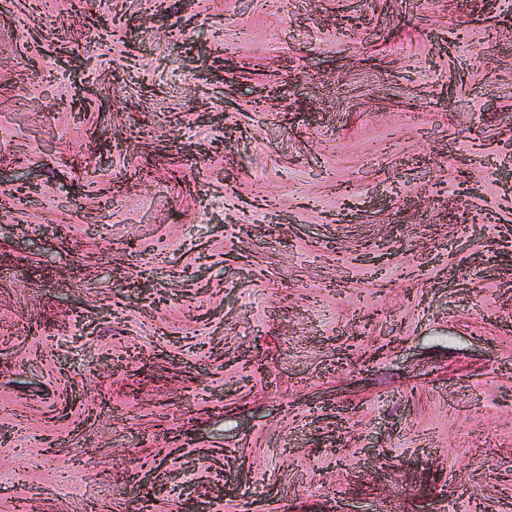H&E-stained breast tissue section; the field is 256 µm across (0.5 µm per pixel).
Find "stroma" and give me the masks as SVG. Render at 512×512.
<instances>
[{
	"label": "stroma",
	"mask_w": 512,
	"mask_h": 512,
	"mask_svg": "<svg viewBox=\"0 0 512 512\" xmlns=\"http://www.w3.org/2000/svg\"><path fill=\"white\" fill-rule=\"evenodd\" d=\"M109 9L0 0V512H512V0Z\"/></svg>",
	"instance_id": "obj_1"
}]
</instances>
